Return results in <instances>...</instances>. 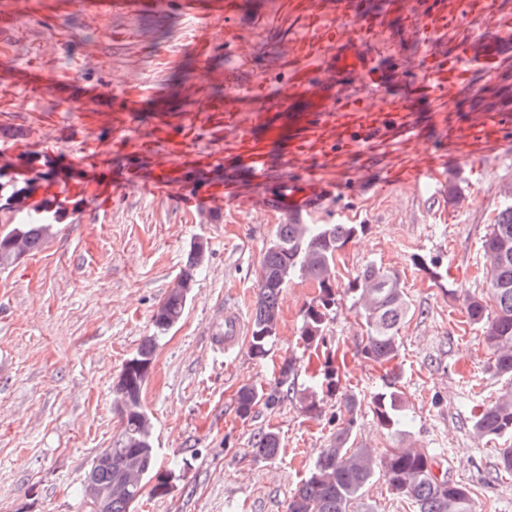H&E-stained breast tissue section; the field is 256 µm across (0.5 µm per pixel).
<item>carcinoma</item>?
<instances>
[{
	"mask_svg": "<svg viewBox=\"0 0 512 512\" xmlns=\"http://www.w3.org/2000/svg\"><path fill=\"white\" fill-rule=\"evenodd\" d=\"M509 203L500 210L482 247L487 261L485 289L466 300L468 321L483 332L491 355L490 368L512 380V185L503 190ZM40 207H25L24 196L9 195L0 205V223L13 228L0 236V265L7 266L39 249L49 225L38 221ZM365 230L363 224H292L276 227L263 256L254 308L249 349L264 357L277 334L279 298L295 277L305 278L318 288V295L303 310L300 340L310 350L323 341L330 315L336 310V264L347 244ZM207 257V246L195 242L189 250L176 285L154 311V334L146 337L137 352L124 365L127 399L115 408L122 430L113 442L109 466L94 471L95 478L107 482L136 466L139 475L148 477L156 460L151 442V422L143 409L141 396L151 372L160 336L182 318L198 273ZM345 292L353 300L356 313L366 327L364 357L383 367L394 361L400 348V328L412 314V307L398 274L371 263L349 281ZM290 369L269 389L243 386L237 393V412L242 417L263 405L274 408L292 399L294 384ZM340 369L326 358L313 376V386L303 397L308 413L319 409L321 394L339 389ZM346 425L336 438L321 450L304 481L288 501L286 512H374L365 497L366 489L377 477H384L392 491L405 498L414 512H476L468 487L448 477L435 454L426 448H394L376 462L368 448L351 447L356 402L343 403ZM373 413L388 431L400 432L408 424L405 396L388 383L372 396ZM471 429L479 438L500 439L512 435V387L487 403L470 410ZM254 456L274 458L280 449L277 434L259 431L251 443Z\"/></svg>",
	"mask_w": 512,
	"mask_h": 512,
	"instance_id": "cac0c4a2",
	"label": "carcinoma"
}]
</instances>
